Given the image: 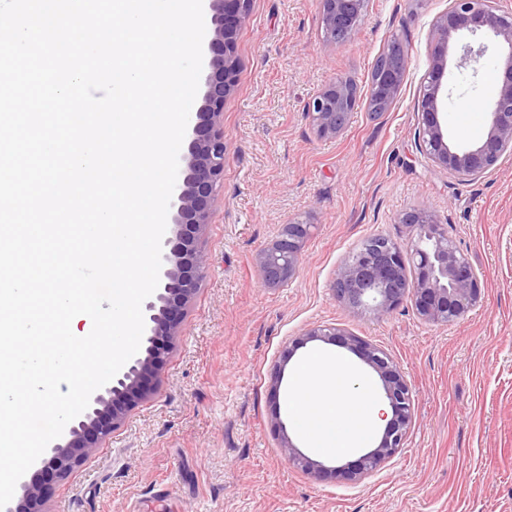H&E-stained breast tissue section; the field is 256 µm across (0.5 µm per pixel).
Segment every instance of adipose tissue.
<instances>
[{"instance_id": "adipose-tissue-1", "label": "adipose tissue", "mask_w": 512, "mask_h": 512, "mask_svg": "<svg viewBox=\"0 0 512 512\" xmlns=\"http://www.w3.org/2000/svg\"><path fill=\"white\" fill-rule=\"evenodd\" d=\"M347 361L321 353L302 360L290 382L288 402L309 447L340 457L369 447L384 427V403L372 388L353 389Z\"/></svg>"}]
</instances>
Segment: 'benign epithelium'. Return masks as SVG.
Returning a JSON list of instances; mask_svg holds the SVG:
<instances>
[{"instance_id":"1","label":"benign epithelium","mask_w":512,"mask_h":512,"mask_svg":"<svg viewBox=\"0 0 512 512\" xmlns=\"http://www.w3.org/2000/svg\"><path fill=\"white\" fill-rule=\"evenodd\" d=\"M210 17L207 30L206 70L202 104L179 153V169L172 194L170 236L162 243L161 284L144 306V354L133 358L107 384L96 390L88 408L65 428L47 448L28 480L20 483V495L4 512H50L47 480L63 481L86 463L101 442L125 421L132 407L151 399L170 351L181 337L185 311L203 277L207 258L199 241L209 224L218 181L224 175V101L233 90L239 71L236 53L238 31L249 17L250 0H204ZM499 0H453V5L433 24L431 69L419 104L421 122L417 134L422 152L439 168L462 181H477L507 152H512V11L499 9ZM322 24L329 40L355 32L364 0H319ZM461 32L494 38L508 46L500 83L488 115L486 134L476 145H462L448 134L444 104L448 88L443 79L450 41ZM458 66L479 63L485 46L461 47ZM388 65L369 89V102L388 109L394 102L409 65L407 48L393 40L386 52ZM358 91L347 79H335L308 103L307 116L323 137H336L347 126L357 106ZM401 223L415 236L406 247L386 238L380 244L362 246L337 270L335 290L351 309H370L378 317L410 301L424 322L454 323L464 318L481 300L479 276L459 252L448 232L425 206L405 212ZM310 225L291 222L280 236L260 250L256 262L270 286L283 284L296 274L299 254ZM319 340L339 344L357 354L378 376L392 417L377 443L353 466L328 468L301 453L287 435L281 438L284 458L316 475L332 472L357 480L397 454L414 422L410 386L391 357L379 347L334 325L308 328L295 340L298 347Z\"/></svg>"}]
</instances>
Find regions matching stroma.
I'll return each instance as SVG.
<instances>
[{
	"mask_svg": "<svg viewBox=\"0 0 512 512\" xmlns=\"http://www.w3.org/2000/svg\"><path fill=\"white\" fill-rule=\"evenodd\" d=\"M450 5L366 0L354 34L335 44L318 0H252L224 102V176L200 242L207 269L182 337L154 399L53 484L50 512H512V153L464 182L435 166L416 135L432 24ZM394 39L409 65L391 107L374 114L371 72ZM471 40L451 42L444 78L448 130L467 145L485 135L489 78L507 54L491 40L476 69L458 67ZM337 78L353 80L360 100L342 135L322 137L306 106ZM418 205L477 271L479 305L446 326L421 321L406 301L382 318L346 307L333 289L338 268L372 236L410 242L400 218ZM293 221L311 227L299 269L266 285L256 255ZM331 323L383 349L415 403L401 450L356 481L317 479L279 448L285 435L303 443L286 386L298 360L332 354L379 384L349 349L294 348L306 329Z\"/></svg>",
	"mask_w": 512,
	"mask_h": 512,
	"instance_id": "1",
	"label": "stroma"
}]
</instances>
